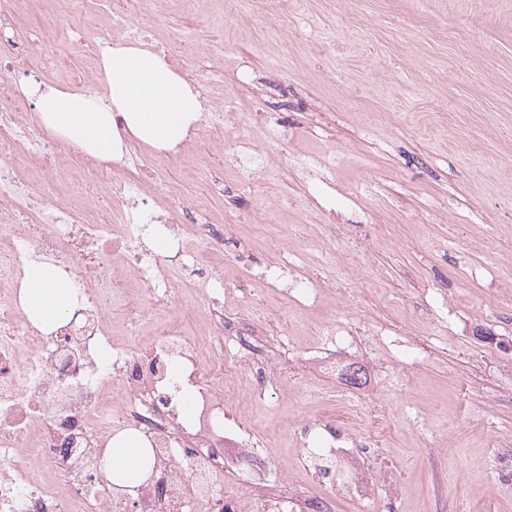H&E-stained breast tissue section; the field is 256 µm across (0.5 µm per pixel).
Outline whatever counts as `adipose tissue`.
<instances>
[{"label":"adipose tissue","instance_id":"obj_1","mask_svg":"<svg viewBox=\"0 0 512 512\" xmlns=\"http://www.w3.org/2000/svg\"><path fill=\"white\" fill-rule=\"evenodd\" d=\"M100 65L105 94L52 87L38 92L37 111L44 126L102 160L124 152L117 121H124L127 133L158 151L177 150L196 128L203 110L198 92L144 45L105 48ZM20 295L30 320L47 331L64 319L74 301L62 272L44 263L27 268ZM104 466L111 482L141 484L150 473L147 442L138 436L116 439L105 449Z\"/></svg>","mask_w":512,"mask_h":512}]
</instances>
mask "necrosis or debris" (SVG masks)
I'll use <instances>...</instances> for the list:
<instances>
[{
  "label": "necrosis or debris",
  "mask_w": 512,
  "mask_h": 512,
  "mask_svg": "<svg viewBox=\"0 0 512 512\" xmlns=\"http://www.w3.org/2000/svg\"><path fill=\"white\" fill-rule=\"evenodd\" d=\"M30 2L0 0V512H331L338 497L371 499L363 450L383 437L386 419L354 408L295 431L299 465L335 463L318 472L320 492L301 496L271 482L266 441L243 411L238 379L247 373L255 388L284 394L288 374L264 352L281 342L274 323L243 329L224 312L212 256L231 224L177 208L158 216L162 191L146 172L169 154L141 158L131 148L120 162H102L40 122L16 86L51 70L69 86L93 85L59 46L96 53L112 36L88 39L79 23L88 0H69L67 13L44 11L50 24L32 38ZM65 154L70 191L48 196ZM33 261L66 275L90 331L65 321L46 333L30 320L20 284ZM182 288L206 291L205 336L185 335L168 315ZM149 321L153 337L143 346ZM188 393L196 417L186 422ZM121 430L140 432L154 453L150 478L132 490L98 481L99 447ZM223 484L232 492L213 493Z\"/></svg>",
  "instance_id": "obj_1"
}]
</instances>
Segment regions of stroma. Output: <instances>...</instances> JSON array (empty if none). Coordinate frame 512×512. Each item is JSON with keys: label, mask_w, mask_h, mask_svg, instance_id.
Returning a JSON list of instances; mask_svg holds the SVG:
<instances>
[{"label": "stroma", "mask_w": 512, "mask_h": 512, "mask_svg": "<svg viewBox=\"0 0 512 512\" xmlns=\"http://www.w3.org/2000/svg\"><path fill=\"white\" fill-rule=\"evenodd\" d=\"M224 46V73L208 78L211 109L241 100L252 112L237 146L206 140L163 175L161 208L185 200L187 180L224 167V194L205 199L211 214H238L222 267L226 312L246 324L277 320L284 361L295 379L287 399L256 394L247 411L268 442V466L294 491H314L296 465L292 431L361 405L303 390L306 360L331 352L329 333H350L351 353L377 354L371 379L390 428L368 449L375 496L335 512H512V0H224L186 9L168 0L153 44L167 29ZM284 132L283 153H336L327 182L307 195L299 169L267 174L258 156L267 131ZM265 180L262 196L249 179ZM361 186L358 200L341 201ZM262 212L285 241L274 248L252 216ZM348 229L334 251L320 239ZM306 226L307 238L294 237ZM278 265L276 286L239 282ZM351 277L349 304L326 293L309 310L288 291L302 275ZM400 295L404 307L384 303Z\"/></svg>", "instance_id": "stroma-1"}]
</instances>
